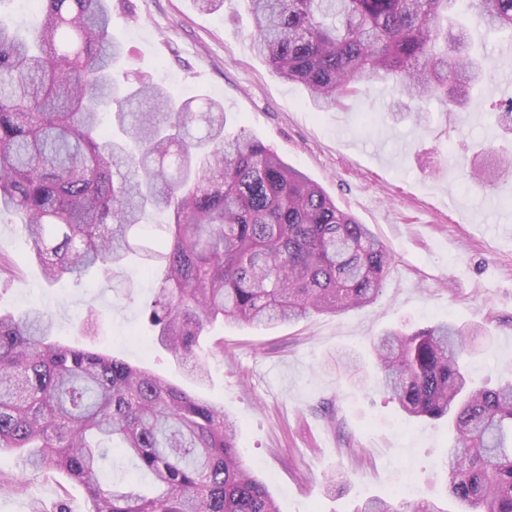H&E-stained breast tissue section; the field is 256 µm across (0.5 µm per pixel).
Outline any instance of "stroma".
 I'll use <instances>...</instances> for the list:
<instances>
[{"label":"stroma","mask_w":512,"mask_h":512,"mask_svg":"<svg viewBox=\"0 0 512 512\" xmlns=\"http://www.w3.org/2000/svg\"><path fill=\"white\" fill-rule=\"evenodd\" d=\"M112 23L124 68L182 97L223 103L228 131L246 129L276 150L393 255L370 306L270 328L217 323L203 338L207 349L224 344L203 394L238 421L240 451L280 512H353L374 496L439 495V461L454 434L447 421L407 418L376 388L369 340L448 319L480 327L486 334L467 362L472 382L512 380V171L498 157L512 149V131L490 110L512 101V38L485 39L492 76L471 106L434 101L402 117L391 84L377 81L317 111L302 85L274 75L253 52L238 0L209 12L194 0H112ZM473 168L483 183L471 179ZM0 249L15 272L0 278L1 310H47L59 342L91 341L188 385V365L145 337L150 282L127 270L89 284L49 283L15 216L0 218ZM344 353L359 358L362 380L339 375L333 360ZM89 510L82 486L0 449V512Z\"/></svg>","instance_id":"35a3bbf8"}]
</instances>
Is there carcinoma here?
<instances>
[{"instance_id":"cac0c4a2","label":"carcinoma","mask_w":512,"mask_h":512,"mask_svg":"<svg viewBox=\"0 0 512 512\" xmlns=\"http://www.w3.org/2000/svg\"><path fill=\"white\" fill-rule=\"evenodd\" d=\"M249 40L272 72L323 111L363 81L411 101H470L486 74L470 25L512 36V0H243ZM31 36L0 19V214L49 282L110 278L132 258L158 282L151 336L208 378L200 337L215 321L292 323L373 304L391 255L366 224L246 131L224 105L180 100L137 72L113 75L123 44L110 0H39ZM156 212L167 236L140 239ZM41 308L0 313V448L81 484L90 512H279L239 452L236 421L198 392L88 346L54 339ZM468 332L451 321L373 342L380 386L410 417L442 419L456 512H512V383L474 387ZM157 486L104 488L107 447ZM354 512H448L436 498Z\"/></svg>"}]
</instances>
